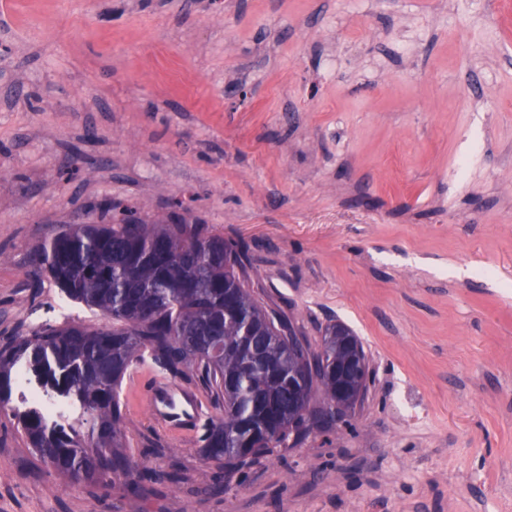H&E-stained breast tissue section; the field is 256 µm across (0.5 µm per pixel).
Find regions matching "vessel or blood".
<instances>
[{
  "label": "vessel or blood",
  "mask_w": 512,
  "mask_h": 512,
  "mask_svg": "<svg viewBox=\"0 0 512 512\" xmlns=\"http://www.w3.org/2000/svg\"><path fill=\"white\" fill-rule=\"evenodd\" d=\"M131 385L135 393L149 403L157 428L168 434L195 435L207 418L198 393L176 384L156 369L134 374Z\"/></svg>",
  "instance_id": "1"
}]
</instances>
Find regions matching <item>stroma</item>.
I'll list each match as a JSON object with an SVG mask.
<instances>
[{
  "instance_id": "35a3bbf8",
  "label": "stroma",
  "mask_w": 512,
  "mask_h": 512,
  "mask_svg": "<svg viewBox=\"0 0 512 512\" xmlns=\"http://www.w3.org/2000/svg\"><path fill=\"white\" fill-rule=\"evenodd\" d=\"M107 206L244 239L367 395L231 489L132 400L131 452L184 474L135 494L48 471L5 403L0 512H512V0H9L0 345L94 322L32 257Z\"/></svg>"
}]
</instances>
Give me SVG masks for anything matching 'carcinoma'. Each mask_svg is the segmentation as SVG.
Wrapping results in <instances>:
<instances>
[{"label": "carcinoma", "mask_w": 512, "mask_h": 512, "mask_svg": "<svg viewBox=\"0 0 512 512\" xmlns=\"http://www.w3.org/2000/svg\"><path fill=\"white\" fill-rule=\"evenodd\" d=\"M36 260L65 296L100 324L48 326L0 347V403L55 473L78 484L178 483L135 457L121 429L122 383L144 362L200 388L220 411L200 455L230 481L240 467L308 423L336 421V365L362 343L346 325L325 329L318 349L249 287L248 244L207 224H68ZM37 401L12 398L25 385Z\"/></svg>", "instance_id": "obj_1"}]
</instances>
